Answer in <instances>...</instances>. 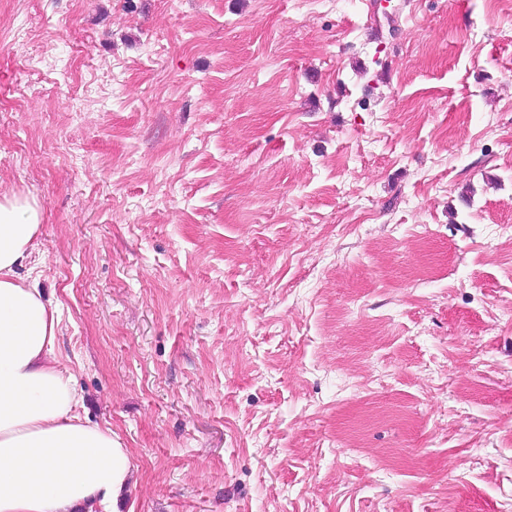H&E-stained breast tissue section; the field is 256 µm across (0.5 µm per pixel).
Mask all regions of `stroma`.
I'll return each mask as SVG.
<instances>
[{
	"label": "stroma",
	"instance_id": "obj_1",
	"mask_svg": "<svg viewBox=\"0 0 512 512\" xmlns=\"http://www.w3.org/2000/svg\"><path fill=\"white\" fill-rule=\"evenodd\" d=\"M120 512H512V0H0V194Z\"/></svg>",
	"mask_w": 512,
	"mask_h": 512
}]
</instances>
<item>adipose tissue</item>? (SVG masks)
<instances>
[{"instance_id": "adipose-tissue-1", "label": "adipose tissue", "mask_w": 512, "mask_h": 512, "mask_svg": "<svg viewBox=\"0 0 512 512\" xmlns=\"http://www.w3.org/2000/svg\"><path fill=\"white\" fill-rule=\"evenodd\" d=\"M42 222L35 198L0 195V512H116L129 451L80 414L59 310L20 274Z\"/></svg>"}]
</instances>
